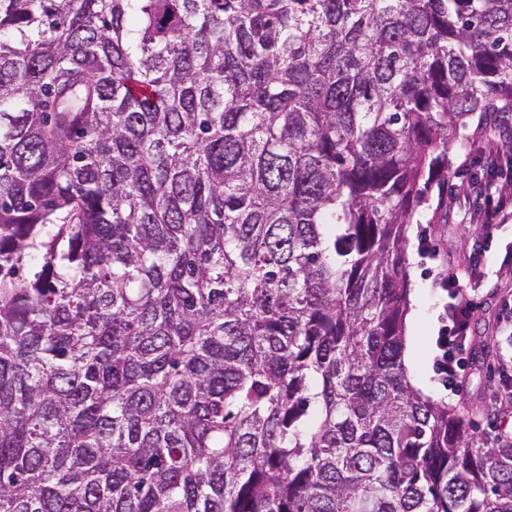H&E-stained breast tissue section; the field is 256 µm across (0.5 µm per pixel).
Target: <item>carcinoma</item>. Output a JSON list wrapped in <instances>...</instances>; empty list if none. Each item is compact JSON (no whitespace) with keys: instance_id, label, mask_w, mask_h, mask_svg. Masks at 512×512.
Wrapping results in <instances>:
<instances>
[{"instance_id":"1","label":"carcinoma","mask_w":512,"mask_h":512,"mask_svg":"<svg viewBox=\"0 0 512 512\" xmlns=\"http://www.w3.org/2000/svg\"><path fill=\"white\" fill-rule=\"evenodd\" d=\"M490 110L512 0H0V512H512L403 364Z\"/></svg>"}]
</instances>
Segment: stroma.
Instances as JSON below:
<instances>
[{
    "mask_svg": "<svg viewBox=\"0 0 512 512\" xmlns=\"http://www.w3.org/2000/svg\"><path fill=\"white\" fill-rule=\"evenodd\" d=\"M487 141L473 128H466L448 146L452 175L445 191L431 190L408 230L407 262L411 308L419 329L416 349L423 364L422 374L432 390L430 399L467 408L480 436H512V403L495 404L493 392L512 390V272L499 274L504 256H512V220L485 229L470 217L472 202L464 187L470 177L490 181L494 192L512 195V182L491 176L487 167ZM486 254L487 277L471 292L470 328L463 371L445 385L434 371L435 339L447 316L446 295L435 292L431 283L437 275L466 278L469 256Z\"/></svg>",
    "mask_w": 512,
    "mask_h": 512,
    "instance_id": "stroma-1",
    "label": "stroma"
}]
</instances>
